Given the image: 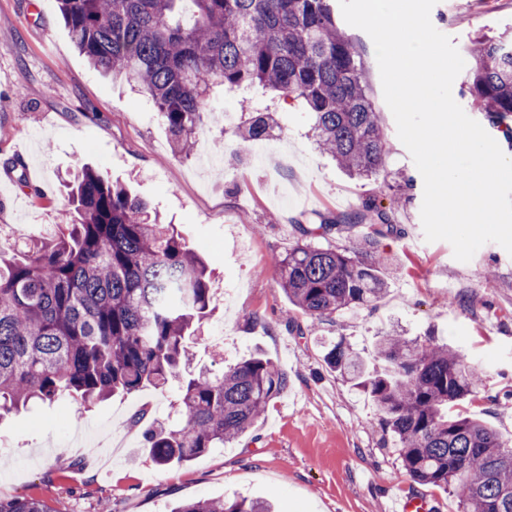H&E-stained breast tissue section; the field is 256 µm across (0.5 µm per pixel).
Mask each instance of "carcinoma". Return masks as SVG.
<instances>
[{
	"mask_svg": "<svg viewBox=\"0 0 512 512\" xmlns=\"http://www.w3.org/2000/svg\"><path fill=\"white\" fill-rule=\"evenodd\" d=\"M72 42L97 71L148 96L174 152L197 148L211 90L260 87L288 96L313 119L318 148L355 177L378 178L388 152L368 93L364 63L339 27L330 0H57ZM466 80L472 104L512 140V36L478 38ZM270 102L234 134H270ZM75 222L26 243L25 258L0 252V419L33 403L77 406L176 380L179 421L151 430L155 466L182 465L230 442L288 389V375L260 355L220 374L181 372L188 340L212 300L210 274L149 204L91 168L68 193ZM371 233L344 251L298 243L275 260L288 302L313 321L384 297L371 235L393 228L374 198L354 213ZM326 238L336 221L296 224ZM387 374L367 371L344 342L328 367L370 395L382 432L399 445L410 478L450 488L462 512H512V447L484 422L455 413L479 396V376L454 349L382 333ZM0 512H48L36 497L0 500ZM173 512H271L268 500L200 499Z\"/></svg>",
	"mask_w": 512,
	"mask_h": 512,
	"instance_id": "cac0c4a2",
	"label": "carcinoma"
}]
</instances>
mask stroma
I'll use <instances>...</instances> for the list:
<instances>
[{"instance_id": "35a3bbf8", "label": "stroma", "mask_w": 512, "mask_h": 512, "mask_svg": "<svg viewBox=\"0 0 512 512\" xmlns=\"http://www.w3.org/2000/svg\"><path fill=\"white\" fill-rule=\"evenodd\" d=\"M431 21L463 51L475 32L512 30V0H438ZM344 31L386 128L383 180L349 178L319 154L308 114L287 97L277 141L260 154L232 135L245 118L241 96L214 91L203 137L223 150L177 157L152 101L78 53L56 0H0V249L16 254L19 237L72 222L62 180L92 167L127 183L206 257L215 295L192 339L194 367L219 373L259 353L290 379L246 433L166 470L142 435L172 422L177 384L93 403L79 420L66 400L32 405L0 421V497L34 496L49 512H170L181 501L236 495L271 500L276 512H389L393 494L423 493L440 512H461L452 490L409 478L371 398L323 361L342 341L369 370L384 371L377 345L389 327L459 350L480 377L464 413L512 444V255L489 242L461 262L450 243L425 240L423 178L397 136L374 44L358 28ZM369 197L396 226L375 243L389 288L375 306L309 323L289 304L274 262L299 240V220L341 221L318 239L324 248L366 236L347 218Z\"/></svg>"}]
</instances>
